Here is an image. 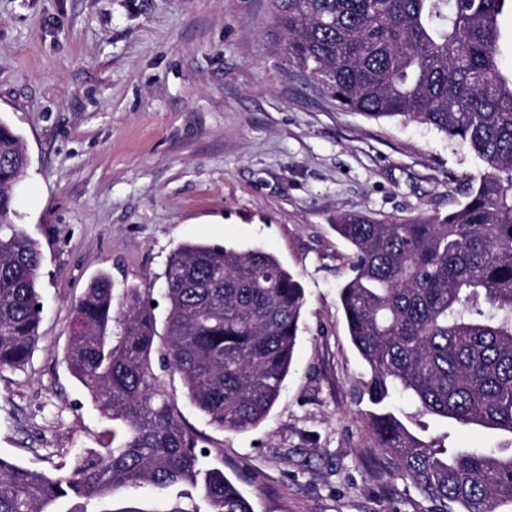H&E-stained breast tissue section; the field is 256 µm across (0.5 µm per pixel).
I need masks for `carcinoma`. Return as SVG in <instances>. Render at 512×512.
Here are the masks:
<instances>
[{
  "label": "carcinoma",
  "mask_w": 512,
  "mask_h": 512,
  "mask_svg": "<svg viewBox=\"0 0 512 512\" xmlns=\"http://www.w3.org/2000/svg\"><path fill=\"white\" fill-rule=\"evenodd\" d=\"M288 61L348 112L429 125L469 148L485 172L445 215L401 222L336 215L352 248L339 289L352 344L367 365L376 447L432 512L512 506V70L500 16L512 0H282ZM29 166L0 120V370L27 364L41 321V255L15 222L13 187ZM167 317L129 287L95 276L74 308L65 361L112 421L109 444L48 475L0 457V512H78L123 487L177 490L163 509L253 512L237 484L205 467L152 354L219 429L245 431L277 401L305 304L299 278L260 249L187 242L165 272ZM497 431L491 452L448 446L425 418Z\"/></svg>",
  "instance_id": "cac0c4a2"
}]
</instances>
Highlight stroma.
I'll use <instances>...</instances> for the list:
<instances>
[{
    "label": "stroma",
    "instance_id": "obj_1",
    "mask_svg": "<svg viewBox=\"0 0 512 512\" xmlns=\"http://www.w3.org/2000/svg\"><path fill=\"white\" fill-rule=\"evenodd\" d=\"M279 2L0 0V119L30 158L13 192L43 305L29 363L0 371V457L53 474L104 442L111 423L64 362L94 276L162 319L179 245L259 248L305 292L282 392L256 427L222 430L169 374L183 424L254 512H430L381 467L332 219L447 214L484 168L430 127L342 110L289 65Z\"/></svg>",
    "mask_w": 512,
    "mask_h": 512
}]
</instances>
